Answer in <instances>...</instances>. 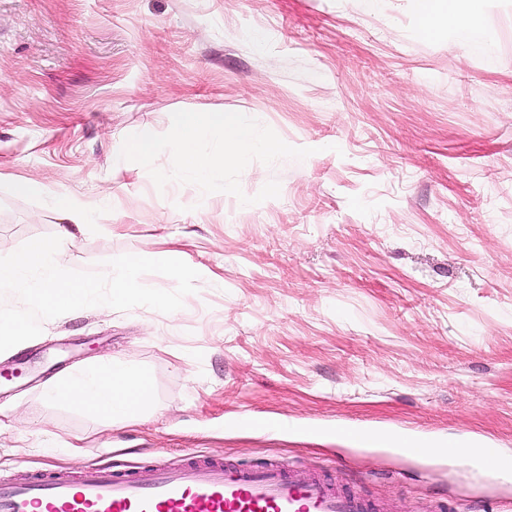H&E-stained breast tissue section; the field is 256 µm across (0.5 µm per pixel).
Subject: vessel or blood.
Listing matches in <instances>:
<instances>
[{"label":"vessel or blood","instance_id":"vessel-or-blood-1","mask_svg":"<svg viewBox=\"0 0 512 512\" xmlns=\"http://www.w3.org/2000/svg\"><path fill=\"white\" fill-rule=\"evenodd\" d=\"M486 472L511 468L512 457L492 444L474 448ZM0 512H374L372 505L331 482L264 466L224 465L218 459L179 467L132 469L90 462L74 473L53 467L20 481L0 478Z\"/></svg>","mask_w":512,"mask_h":512}]
</instances>
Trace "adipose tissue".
Returning <instances> with one entry per match:
<instances>
[{
    "instance_id": "adipose-tissue-1",
    "label": "adipose tissue",
    "mask_w": 512,
    "mask_h": 512,
    "mask_svg": "<svg viewBox=\"0 0 512 512\" xmlns=\"http://www.w3.org/2000/svg\"><path fill=\"white\" fill-rule=\"evenodd\" d=\"M473 0H413L421 30L433 34L440 22H448L456 40L477 45L480 21L472 6ZM17 192L43 196L66 223L81 227L94 223L107 204L106 198L84 196L66 190H56L36 182L16 184ZM53 401L87 409L103 420L118 424L138 419L148 406L152 390L148 378L141 372L119 363H98L77 374L58 377L47 391Z\"/></svg>"
}]
</instances>
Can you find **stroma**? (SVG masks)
<instances>
[{
  "label": "stroma",
  "instance_id": "1",
  "mask_svg": "<svg viewBox=\"0 0 512 512\" xmlns=\"http://www.w3.org/2000/svg\"><path fill=\"white\" fill-rule=\"evenodd\" d=\"M477 7L481 49L422 34L410 0H0V257L64 234L15 192L34 181L111 197L62 268L166 254L201 275L174 313L80 309L0 352V474L194 453L324 473L388 512H512V476L385 445L512 454V0ZM180 110L239 112L314 153L252 162L246 195L280 184L256 205L160 188L120 150ZM112 361L149 378L139 420L47 398ZM252 415L288 426L230 428Z\"/></svg>",
  "mask_w": 512,
  "mask_h": 512
}]
</instances>
